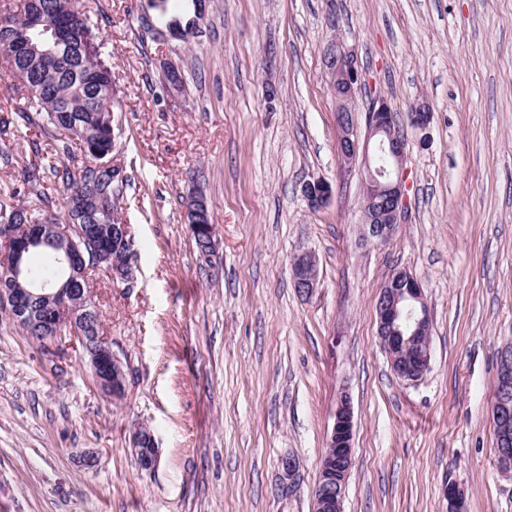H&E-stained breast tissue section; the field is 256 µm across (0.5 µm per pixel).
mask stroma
I'll return each mask as SVG.
<instances>
[{"label":"stroma","mask_w":512,"mask_h":512,"mask_svg":"<svg viewBox=\"0 0 512 512\" xmlns=\"http://www.w3.org/2000/svg\"><path fill=\"white\" fill-rule=\"evenodd\" d=\"M81 7L116 76L112 163L130 178L134 284L90 272L126 390L106 400L78 349H45L0 309V512H310L344 390L357 428L343 512H448L449 483L466 512H512L490 414L512 338V0H206L186 43L143 36L150 0ZM338 38L358 56L357 118L384 98L406 139L404 215L383 246L362 244L360 176L337 156L324 52ZM168 61L183 93L163 84ZM421 102L424 140L409 125ZM317 178L333 197L314 210L302 187ZM193 190L216 269L183 222ZM302 249L318 260L309 296L290 272ZM396 268L431 305V369L413 385L377 334ZM139 423L161 448L149 473ZM288 453L304 482L283 500ZM132 445L140 469L153 470L159 460V448L154 432L143 426L136 428L132 432Z\"/></svg>","instance_id":"obj_1"}]
</instances>
